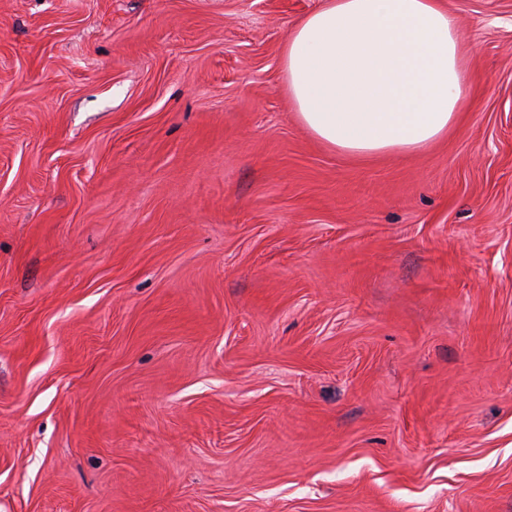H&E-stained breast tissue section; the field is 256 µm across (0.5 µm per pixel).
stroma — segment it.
I'll return each instance as SVG.
<instances>
[{
  "mask_svg": "<svg viewBox=\"0 0 512 512\" xmlns=\"http://www.w3.org/2000/svg\"><path fill=\"white\" fill-rule=\"evenodd\" d=\"M322 0H0V512H512V0L482 92L356 161Z\"/></svg>",
  "mask_w": 512,
  "mask_h": 512,
  "instance_id": "stroma-1",
  "label": "stroma"
}]
</instances>
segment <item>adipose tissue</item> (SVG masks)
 Returning <instances> with one entry per match:
<instances>
[{
  "label": "adipose tissue",
  "instance_id": "1",
  "mask_svg": "<svg viewBox=\"0 0 512 512\" xmlns=\"http://www.w3.org/2000/svg\"><path fill=\"white\" fill-rule=\"evenodd\" d=\"M281 56L299 121L357 160L428 147L479 86L445 0H323L289 32Z\"/></svg>",
  "mask_w": 512,
  "mask_h": 512
}]
</instances>
